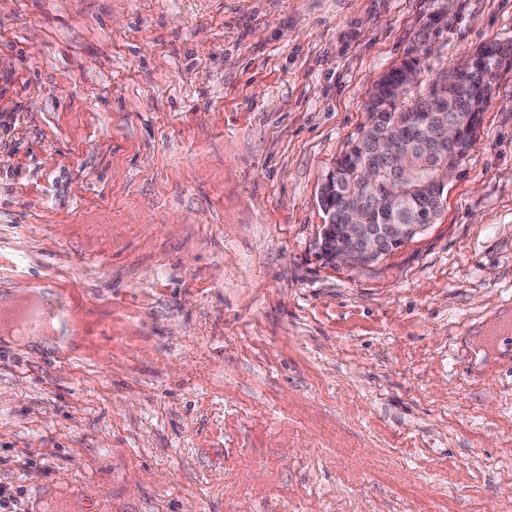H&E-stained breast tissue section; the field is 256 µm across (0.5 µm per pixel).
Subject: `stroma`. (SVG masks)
Listing matches in <instances>:
<instances>
[{
    "label": "stroma",
    "instance_id": "1",
    "mask_svg": "<svg viewBox=\"0 0 512 512\" xmlns=\"http://www.w3.org/2000/svg\"><path fill=\"white\" fill-rule=\"evenodd\" d=\"M492 41L512 0H0V297L63 305L0 330L14 512H512V66L433 224L319 249L373 85Z\"/></svg>",
    "mask_w": 512,
    "mask_h": 512
}]
</instances>
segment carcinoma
Returning a JSON list of instances; mask_svg holds the SVG:
<instances>
[{
  "instance_id": "obj_1",
  "label": "carcinoma",
  "mask_w": 512,
  "mask_h": 512,
  "mask_svg": "<svg viewBox=\"0 0 512 512\" xmlns=\"http://www.w3.org/2000/svg\"><path fill=\"white\" fill-rule=\"evenodd\" d=\"M511 49L497 42L487 43L478 50L483 61V67L469 69L468 87H457L452 84L442 88L445 105H440L436 95L414 90L409 97L401 100L399 95L404 85L407 71L417 68L414 62H407L390 70L375 85L369 94L367 112L371 126L360 131L351 147L349 154L338 160L336 165V194L327 198L325 204L331 210L332 222L343 223V215L349 206V197L359 188L360 175L358 165L368 162L375 166H386L388 161L379 152L377 134L395 135L397 131L392 125V114L408 110L410 112L428 113L441 112L445 123L436 122L417 131L408 143L413 149H418V143L425 140H439L448 135V123L462 121L470 116L477 117L483 112L491 91L496 71L503 66L500 56L505 49ZM382 224H430L437 216L439 209L428 210L429 203L424 196L416 191L402 196L386 198L381 203Z\"/></svg>"
}]
</instances>
